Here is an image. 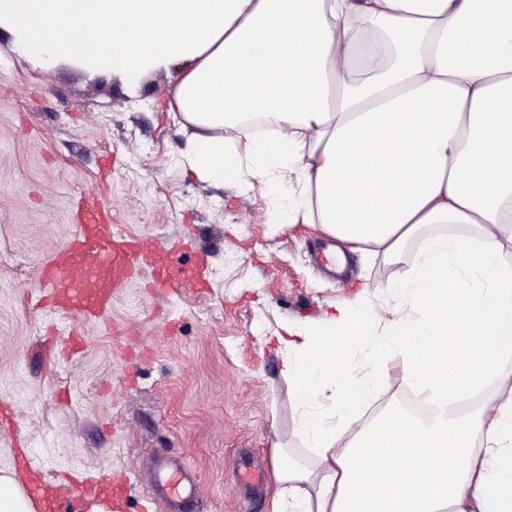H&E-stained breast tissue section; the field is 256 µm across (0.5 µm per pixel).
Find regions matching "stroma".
Segmentation results:
<instances>
[{"label": "stroma", "instance_id": "obj_1", "mask_svg": "<svg viewBox=\"0 0 512 512\" xmlns=\"http://www.w3.org/2000/svg\"><path fill=\"white\" fill-rule=\"evenodd\" d=\"M177 77L173 65L132 90L44 69L0 41V401L17 421L0 435V471L13 472L21 439L46 481L126 479L119 502L79 499L75 512H269L274 444L318 463L276 334L320 325L358 292L380 313L409 298L413 249L349 254L333 277L314 261L323 235L269 223L283 198L265 183L188 174L186 133L169 111ZM89 196L124 234L177 245L182 265L205 262L209 292L158 293L145 270L100 322L52 310L40 267ZM164 459L199 486L178 507L154 490Z\"/></svg>", "mask_w": 512, "mask_h": 512}]
</instances>
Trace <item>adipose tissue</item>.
Listing matches in <instances>:
<instances>
[{"instance_id":"adipose-tissue-1","label":"adipose tissue","mask_w":512,"mask_h":512,"mask_svg":"<svg viewBox=\"0 0 512 512\" xmlns=\"http://www.w3.org/2000/svg\"><path fill=\"white\" fill-rule=\"evenodd\" d=\"M1 32L133 86L180 63L195 177L287 189L288 223L373 257L413 244L383 330L349 303L280 336L319 467L275 447L271 512H512V387L430 423L359 415L391 356L430 403L512 375V0H0Z\"/></svg>"}]
</instances>
